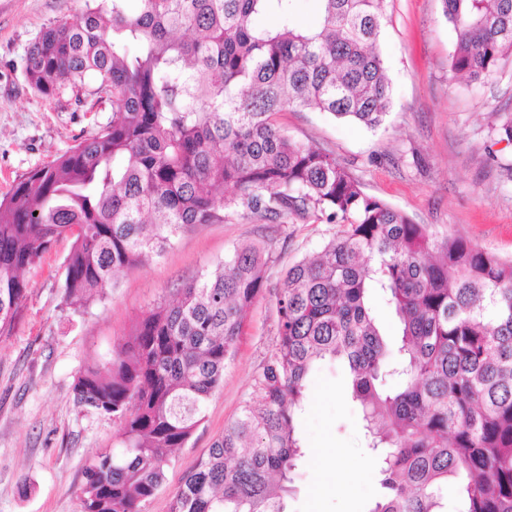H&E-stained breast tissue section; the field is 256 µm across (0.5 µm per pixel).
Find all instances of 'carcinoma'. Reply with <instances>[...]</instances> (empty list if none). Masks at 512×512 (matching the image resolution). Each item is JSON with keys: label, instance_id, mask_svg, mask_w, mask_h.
<instances>
[{"label": "carcinoma", "instance_id": "carcinoma-1", "mask_svg": "<svg viewBox=\"0 0 512 512\" xmlns=\"http://www.w3.org/2000/svg\"><path fill=\"white\" fill-rule=\"evenodd\" d=\"M85 0L46 26L26 64L43 97L99 83L112 121L0 198V337L15 327L26 272L62 236L63 303L105 298L114 279L187 228L295 215L337 227L277 287L278 341L252 396L183 479L168 512H286L304 456L309 374L343 361L382 494L370 512H512V259L364 193L330 153L298 142L281 112L313 109L369 128L392 108L379 50L385 0ZM456 32L452 76L472 87L512 58V0H442ZM270 16L272 26L257 19ZM492 130L512 143V110ZM269 257L234 250L131 328L103 369L76 375L75 402L117 425L86 467L78 512H143L173 451L202 419ZM393 309L388 343L370 305Z\"/></svg>", "mask_w": 512, "mask_h": 512}]
</instances>
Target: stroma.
<instances>
[{
    "label": "stroma",
    "instance_id": "stroma-1",
    "mask_svg": "<svg viewBox=\"0 0 512 512\" xmlns=\"http://www.w3.org/2000/svg\"><path fill=\"white\" fill-rule=\"evenodd\" d=\"M84 0H0V196L112 119V100L96 84L45 98L26 81V55L46 25L75 19ZM379 49L393 87V107L375 131L307 110L283 112L293 139L331 152L364 192L440 236H462L512 259V144L497 141L493 112L512 108V65L477 89L452 80L455 33L441 0H386ZM335 227L311 218L263 223L229 218L187 230L163 256L121 274L87 310L62 304L71 237L59 239L25 274L27 299L11 335L0 338V512H77L83 473L111 451V418L75 404L78 370L105 366L135 321L184 282L211 270L246 244L270 253L269 286L250 307L244 332L206 402L203 419L166 469L144 512H168L185 475L237 415L253 376L277 342L275 285L288 265L315 253ZM348 373L323 363L308 382L301 436L309 451L287 512H370L380 474L367 452L359 412L347 395Z\"/></svg>",
    "mask_w": 512,
    "mask_h": 512
}]
</instances>
